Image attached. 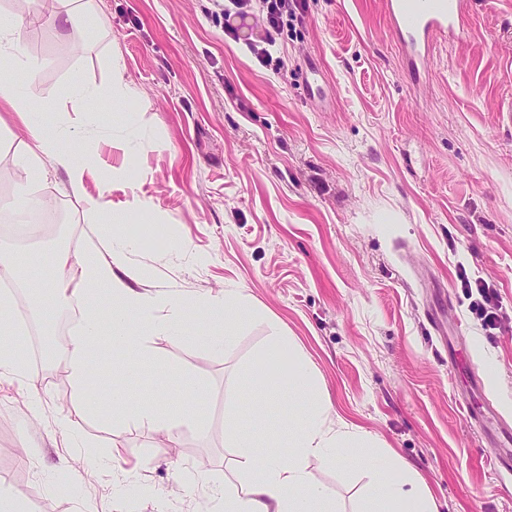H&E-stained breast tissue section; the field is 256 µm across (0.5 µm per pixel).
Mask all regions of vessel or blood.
I'll return each mask as SVG.
<instances>
[{
    "label": "vessel or blood",
    "instance_id": "1",
    "mask_svg": "<svg viewBox=\"0 0 512 512\" xmlns=\"http://www.w3.org/2000/svg\"><path fill=\"white\" fill-rule=\"evenodd\" d=\"M465 0H386L387 18L412 75L429 59L433 40L454 32Z\"/></svg>",
    "mask_w": 512,
    "mask_h": 512
}]
</instances>
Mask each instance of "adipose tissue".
I'll list each match as a JSON object with an SVG mask.
<instances>
[{
    "label": "adipose tissue",
    "instance_id": "obj_1",
    "mask_svg": "<svg viewBox=\"0 0 512 512\" xmlns=\"http://www.w3.org/2000/svg\"><path fill=\"white\" fill-rule=\"evenodd\" d=\"M40 12L16 17L0 24V58L15 70L26 72L27 84L0 77V137L19 141L16 159L28 178L18 186L7 208L25 217L42 206L48 173L64 170L71 195L84 200L87 236L84 255L60 252L55 271L44 286L55 298L71 296L81 306V328L66 350V362L78 393L91 397L96 363L111 357L118 375L98 412L134 417L153 430L174 435L179 428L193 426L208 431L209 425L192 408L164 414L153 404L139 399L140 360L150 337L163 336L175 342L191 340L210 350L226 349L241 326L255 317L241 291L227 289L204 296L188 306L168 290H137L131 285L135 272L126 262L138 246L136 238L116 236L112 225L123 216L111 213L102 201L85 199L83 189V136L71 127L49 120L55 103L40 94L36 78L41 64L21 48L24 23H35ZM0 279L10 290L0 293V375L24 374L23 341L29 327L50 333L52 306L36 300L27 320L14 316L16 290H30V271L19 264L17 255L0 251ZM204 322L203 329L190 331L191 320ZM250 392L256 402L293 394L298 414L286 443L272 452L260 450L253 433L242 426L233 428L237 450L234 466L246 475L238 486L214 487L213 498L223 503L224 512H336L334 502L309 470L310 460L332 463L355 461L380 473L382 480L367 512H437L428 490L414 486L408 464L398 454L383 451L370 435L344 425H333L329 408L319 394L313 373L295 342L278 326H271L265 348L245 368Z\"/></svg>",
    "mask_w": 512,
    "mask_h": 512
}]
</instances>
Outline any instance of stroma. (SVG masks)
Here are the masks:
<instances>
[{"label":"stroma","instance_id":"obj_1","mask_svg":"<svg viewBox=\"0 0 512 512\" xmlns=\"http://www.w3.org/2000/svg\"><path fill=\"white\" fill-rule=\"evenodd\" d=\"M305 2L303 24L275 48L277 73L244 46L260 26L236 18L225 35L214 0H95V15L26 34L42 95L61 102L77 84L100 94L93 112L53 119L83 130L84 194L127 215L118 231L140 240L128 262L141 287L191 301L237 288L257 311L221 354L148 341L140 396L211 422L170 439L83 413L65 360L47 366L26 336V378L0 379V487L28 512H215L211 490L234 457L226 411L260 440L288 437V397L256 407L242 374L273 321L309 362L331 420L400 455L438 512H512V475L467 414L487 399L512 422V0H469L460 34L433 43L417 81L385 0ZM116 62L135 90L125 100L112 97ZM122 118L145 132L128 159L110 144ZM48 194L66 210L68 249H82L83 205L65 172ZM139 198L157 211L147 229ZM465 277L497 296L496 328L473 310ZM189 379L197 396L159 397ZM309 467L339 512H365L372 472Z\"/></svg>","mask_w":512,"mask_h":512}]
</instances>
